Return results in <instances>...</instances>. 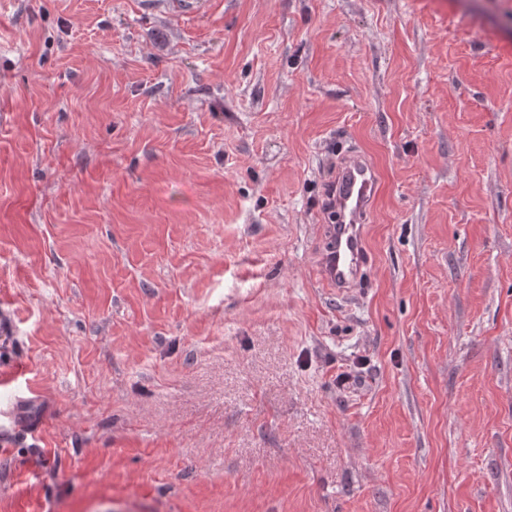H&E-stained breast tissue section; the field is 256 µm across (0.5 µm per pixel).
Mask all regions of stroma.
<instances>
[{"label": "stroma", "instance_id": "1", "mask_svg": "<svg viewBox=\"0 0 512 512\" xmlns=\"http://www.w3.org/2000/svg\"><path fill=\"white\" fill-rule=\"evenodd\" d=\"M193 2L0 0V512H512V0ZM331 189L321 213L316 274L325 288L349 296L365 273V226L379 189L378 172L362 153H347L336 164Z\"/></svg>", "mask_w": 512, "mask_h": 512}]
</instances>
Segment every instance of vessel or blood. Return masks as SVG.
I'll return each instance as SVG.
<instances>
[{
  "mask_svg": "<svg viewBox=\"0 0 512 512\" xmlns=\"http://www.w3.org/2000/svg\"><path fill=\"white\" fill-rule=\"evenodd\" d=\"M378 189V172L362 153H347L337 163L321 213L322 246L316 260L319 282L337 295H351L365 273V226Z\"/></svg>",
  "mask_w": 512,
  "mask_h": 512,
  "instance_id": "obj_1",
  "label": "vessel or blood"
}]
</instances>
